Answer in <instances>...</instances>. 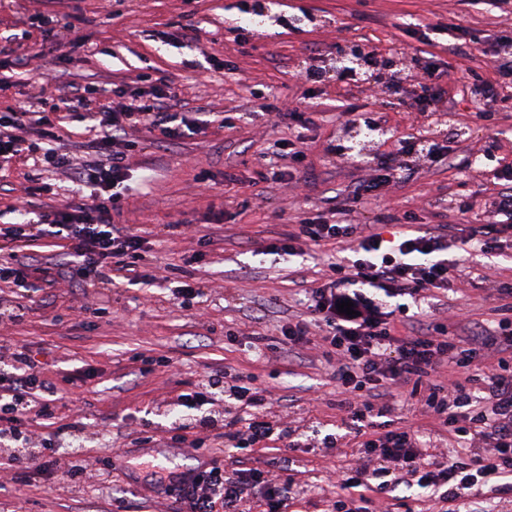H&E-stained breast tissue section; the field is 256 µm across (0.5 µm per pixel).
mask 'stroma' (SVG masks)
I'll return each mask as SVG.
<instances>
[{
    "mask_svg": "<svg viewBox=\"0 0 512 512\" xmlns=\"http://www.w3.org/2000/svg\"><path fill=\"white\" fill-rule=\"evenodd\" d=\"M240 1L0 0V114L19 104L47 111L77 91L100 114L164 82L177 93L174 107L203 108L207 122L204 133L180 141L141 127L118 137L139 148L118 222L144 240L147 269L113 270V283L87 290L63 275L74 265L63 240L21 248L0 240V260L15 253L62 272L51 288L28 272L0 292L26 303L20 317L0 315V372L11 371L13 348L41 346L50 353L44 376L59 389L53 420L33 422V430L78 420L85 430L69 439L70 459L127 453L123 467L52 488L19 480L0 458V512H176L164 483L209 462L229 471L258 459L291 480L288 512H327L337 500L343 512H367L366 502L334 483L358 447L336 407L330 370L316 350L281 334L307 318L305 290L344 259L333 244L307 246L293 258L269 253L301 218L327 219L339 206L350 223L386 235L395 224H454L462 235L497 241L491 254L450 250L461 270L456 288L433 291L398 330L420 334L442 324L451 336H482L512 319V294L487 298L494 283L512 282V230L486 206L500 187L499 164H512V96L492 58L502 40H512V0H245L268 11L264 41L243 25ZM39 12L68 24L64 40L45 35ZM346 43L396 58L404 92L328 74L313 85L312 101L302 100L297 73L315 54L335 55ZM416 46L451 77L433 117L410 105L421 76ZM265 103L293 113L273 123L261 113ZM370 109L382 114L389 140L426 129L447 140L448 153L383 198L354 204L346 195L369 167L338 158L330 146L348 134L341 113ZM312 111L320 127L306 158L288 161L293 179L268 180L270 145L304 135L298 115ZM35 173L24 158L0 162V227L78 202L70 179L56 171L49 174L56 194L28 195ZM145 271L152 281L142 279ZM180 281L200 290L183 309L169 293ZM88 302L105 316L81 312ZM256 333L266 338L259 354L250 346ZM228 367L270 392V440L240 449L223 437L224 417L252 418L247 398L222 392L199 410L173 405L177 392L221 380ZM66 375L73 384L63 383ZM313 423L335 447L288 450L289 439L307 437ZM144 431L151 442L134 446ZM175 434L181 443H172ZM408 496V506L380 497L378 512H512V496L487 486L455 502L418 488Z\"/></svg>",
    "mask_w": 512,
    "mask_h": 512,
    "instance_id": "1",
    "label": "stroma"
}]
</instances>
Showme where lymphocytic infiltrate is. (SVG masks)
<instances>
[{"label":"lymphocytic infiltrate","mask_w":512,"mask_h":512,"mask_svg":"<svg viewBox=\"0 0 512 512\" xmlns=\"http://www.w3.org/2000/svg\"><path fill=\"white\" fill-rule=\"evenodd\" d=\"M167 97V92L154 87L143 99L114 109L110 127L100 140L89 143L79 164H72L54 148L43 152L45 163L71 170L74 181L92 187L78 203L45 212L41 219L42 235L67 240L78 259L77 274L84 287H96L110 277L113 265L135 267L143 259L139 237L113 222L130 155L110 151L109 146L129 126L148 127L169 140L195 134L196 120L170 114ZM444 150L438 142L411 137L402 138L389 150L374 148L372 175L354 193L378 196L396 176L432 163ZM352 233L349 224L307 222L289 233L278 250L293 256L298 243L341 244ZM447 249V236L429 227L389 238L379 233L365 235L351 250L348 272L311 289V319L283 331L296 343L319 336L322 354L342 394L338 408L363 436L350 474L336 477L339 488L361 487L365 480L386 471L421 487L444 489L446 497L456 498L491 478L512 474V371L505 367L506 355H512V328L486 336H399L391 311L373 296L379 290L389 298H413L425 291L451 288L454 264L446 256ZM345 300L352 301L354 315L339 312L338 305ZM11 358L17 372L7 384H0V455L8 456L25 478L74 480L79 472L65 467L54 438L77 430V423L57 428L52 436L26 431L30 417L52 416L54 402L34 396L35 388L45 384V364L37 353L21 346ZM443 365L448 368L447 378L434 379V372ZM389 381L406 388L409 397L432 412L444 428L464 438L469 460L426 461L416 430L374 423L373 414L390 410L385 401ZM475 382L482 385L487 404L486 411L477 414L471 413L466 393ZM167 491L179 503L180 512H214L219 502L225 512H240L244 497L256 494L268 501L271 512H281L287 499L286 488L256 467L237 470L235 478L228 479L222 467L209 466L187 481L168 485Z\"/></svg>","instance_id":"lymphocytic-infiltrate-1"}]
</instances>
